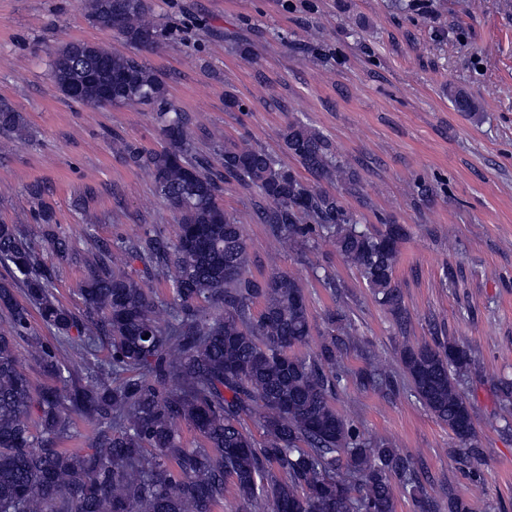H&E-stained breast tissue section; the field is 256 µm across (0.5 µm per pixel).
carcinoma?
<instances>
[{
  "mask_svg": "<svg viewBox=\"0 0 512 512\" xmlns=\"http://www.w3.org/2000/svg\"><path fill=\"white\" fill-rule=\"evenodd\" d=\"M89 7L104 23L120 17L119 33L133 45L168 36L147 0H89ZM50 66L58 90L75 103L100 105V86L109 84L116 102L155 112L162 149L145 151L123 139L112 148L152 170L176 232L172 239L148 230L136 241L96 240L78 252L67 237L44 229L52 222L48 208L38 224H0V265L11 274L0 282V512H216L229 483L252 512H396L397 484L418 512H442L410 456L361 436L331 403L344 380L338 357L355 344L350 315L330 312L318 350L296 353L312 336L302 279L288 272L248 277L241 225L218 202L232 180L257 188L270 202L257 218L275 239L331 242L404 323L395 284L403 228L371 231L323 190L324 182L356 181L331 142L300 122L288 124L284 145L313 179L305 183L248 144L200 152L189 118L134 56L71 42L53 53ZM0 130L26 136L22 117L6 105ZM42 243L58 263L81 265L80 307L55 297ZM134 261L143 266L139 279L126 271ZM165 273L172 293L161 299L149 280ZM33 309L51 340L35 332ZM21 341L55 384L33 392L18 355ZM75 349L83 353L78 368L69 358ZM366 357L354 384L394 387L375 354ZM399 360L411 395L448 427L456 452L478 456L472 407L461 389L479 371L469 349L434 336L403 344ZM499 409L512 427L511 380L500 384ZM76 417L93 433L87 449L71 452L60 444ZM182 423L199 446L183 444Z\"/></svg>",
  "mask_w": 512,
  "mask_h": 512,
  "instance_id": "carcinoma-1",
  "label": "carcinoma"
}]
</instances>
